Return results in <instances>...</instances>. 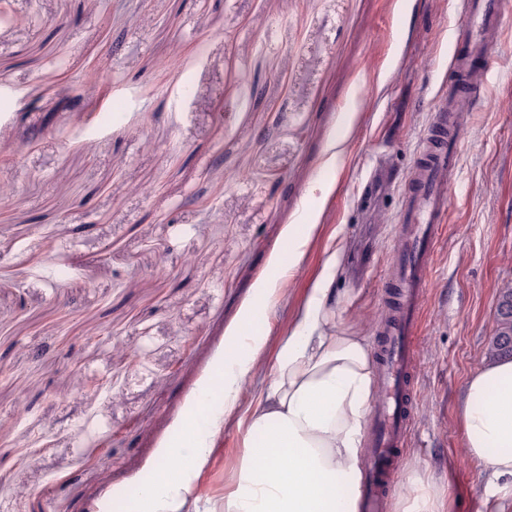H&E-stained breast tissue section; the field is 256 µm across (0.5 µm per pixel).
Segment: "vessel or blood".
<instances>
[{
	"instance_id": "b4317fda",
	"label": "vessel or blood",
	"mask_w": 512,
	"mask_h": 512,
	"mask_svg": "<svg viewBox=\"0 0 512 512\" xmlns=\"http://www.w3.org/2000/svg\"><path fill=\"white\" fill-rule=\"evenodd\" d=\"M498 0H468L451 41L452 79L466 77L480 90L491 71L487 44L499 31ZM438 118L417 154L411 178L401 190L408 200L401 222L391 313L379 334L375 361L379 402L374 414L362 497L366 512H386L394 489V462L406 445L411 420L418 296L432 267L443 230L448 184L459 168L458 121L453 101L437 108Z\"/></svg>"
}]
</instances>
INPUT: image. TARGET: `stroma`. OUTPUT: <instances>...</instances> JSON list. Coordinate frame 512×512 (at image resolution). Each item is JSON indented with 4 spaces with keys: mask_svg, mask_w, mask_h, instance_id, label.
Segmentation results:
<instances>
[{
    "mask_svg": "<svg viewBox=\"0 0 512 512\" xmlns=\"http://www.w3.org/2000/svg\"><path fill=\"white\" fill-rule=\"evenodd\" d=\"M0 21V512H120L224 342L271 290L264 343L198 484L223 502L241 423L311 288L377 341L409 176L448 95L461 0H8ZM465 112L420 311L388 512H491L458 401L512 283V0ZM178 55L176 68L160 60ZM102 77L79 83L86 69ZM80 97L76 114L63 102ZM237 172L247 181L229 184ZM311 225L294 271L296 225ZM336 258L328 269V258Z\"/></svg>",
    "mask_w": 512,
    "mask_h": 512,
    "instance_id": "stroma-1",
    "label": "stroma"
}]
</instances>
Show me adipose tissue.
I'll use <instances>...</instances> for the list:
<instances>
[{
    "mask_svg": "<svg viewBox=\"0 0 512 512\" xmlns=\"http://www.w3.org/2000/svg\"><path fill=\"white\" fill-rule=\"evenodd\" d=\"M335 308L332 288L320 284L284 337L273 377L243 422L244 454L221 512H359L376 378L367 337L337 327ZM261 347L245 317L224 345L219 397L201 395L185 420L176 466L160 463L152 480L135 481L124 512H193L222 414L236 407ZM459 419L470 459L490 469L494 494L512 497V357L469 376Z\"/></svg>",
    "mask_w": 512,
    "mask_h": 512,
    "instance_id": "adipose-tissue-1",
    "label": "adipose tissue"
}]
</instances>
